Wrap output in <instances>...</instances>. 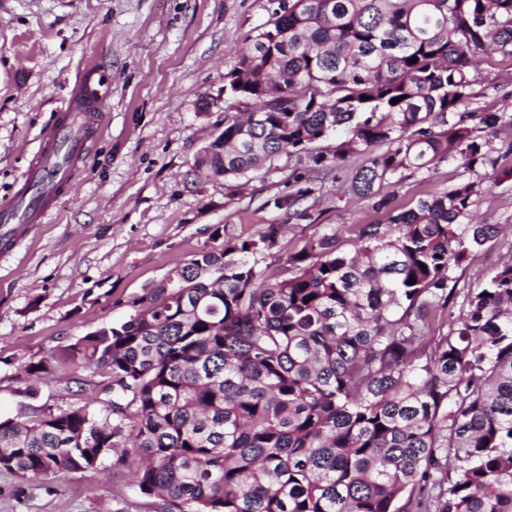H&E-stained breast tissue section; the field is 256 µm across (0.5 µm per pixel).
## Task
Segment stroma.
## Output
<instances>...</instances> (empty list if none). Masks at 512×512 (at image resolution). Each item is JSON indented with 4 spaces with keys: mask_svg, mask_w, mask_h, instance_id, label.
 <instances>
[{
    "mask_svg": "<svg viewBox=\"0 0 512 512\" xmlns=\"http://www.w3.org/2000/svg\"><path fill=\"white\" fill-rule=\"evenodd\" d=\"M266 0H0V198L23 181L58 122L70 90L95 64L110 85L105 123L71 193L0 257V417L23 406L68 408L92 401L104 372H57L29 399L22 362L36 360L103 325L127 318L129 300L184 266L217 235L248 236L278 214L267 200L284 189L293 164L280 158L235 197L199 172L202 147L224 130V74L244 38L265 22ZM476 112L512 110V57L479 65ZM210 111H201L202 102ZM367 155H350L321 175L309 220L282 239L295 251L335 232L343 250L354 226L386 223L351 185ZM456 162L415 173L396 188L397 206L448 190ZM512 256V232L488 242L456 270L458 293ZM128 469L104 464L46 482L0 471V512H158Z\"/></svg>",
    "mask_w": 512,
    "mask_h": 512,
    "instance_id": "35a3bbf8",
    "label": "stroma"
}]
</instances>
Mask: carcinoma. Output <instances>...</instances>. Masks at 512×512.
<instances>
[{"label": "carcinoma", "instance_id": "1", "mask_svg": "<svg viewBox=\"0 0 512 512\" xmlns=\"http://www.w3.org/2000/svg\"><path fill=\"white\" fill-rule=\"evenodd\" d=\"M265 10L224 74V133L195 164L231 197L287 155L265 202L283 222L196 253L126 320L25 362L36 381H109L100 407L0 419V469L41 481L110 459L160 512H405L406 494L416 512H512V258L459 305L449 286L504 228L475 210L483 183L512 181V112L467 107L475 63L512 57V0ZM355 153L369 163L352 190L388 223L359 227L352 252L313 236L270 268L286 224L310 219L317 175ZM448 160L455 185L394 205L405 172Z\"/></svg>", "mask_w": 512, "mask_h": 512}]
</instances>
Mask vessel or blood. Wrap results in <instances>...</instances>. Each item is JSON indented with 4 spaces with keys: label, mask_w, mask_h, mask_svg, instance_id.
<instances>
[{
    "label": "vessel or blood",
    "mask_w": 512,
    "mask_h": 512,
    "mask_svg": "<svg viewBox=\"0 0 512 512\" xmlns=\"http://www.w3.org/2000/svg\"><path fill=\"white\" fill-rule=\"evenodd\" d=\"M103 100L79 84L65 119L46 136L25 186L0 199V246L9 247L29 227L42 223L52 202L72 188L77 172L100 130Z\"/></svg>",
    "instance_id": "obj_1"
}]
</instances>
